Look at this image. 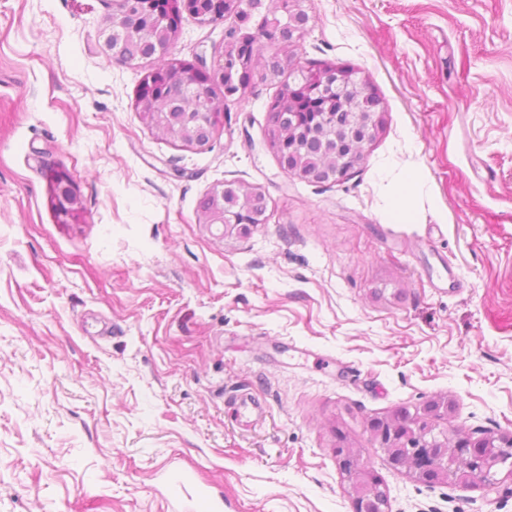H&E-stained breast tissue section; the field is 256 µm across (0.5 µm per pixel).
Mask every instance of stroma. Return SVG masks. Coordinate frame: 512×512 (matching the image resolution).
<instances>
[{"label":"stroma","instance_id":"stroma-1","mask_svg":"<svg viewBox=\"0 0 512 512\" xmlns=\"http://www.w3.org/2000/svg\"><path fill=\"white\" fill-rule=\"evenodd\" d=\"M300 6L289 70L359 68L386 112L340 181L266 146L279 83L192 149L136 108L155 59L104 54L113 0H0V512H354L338 428L386 512H512L511 479L416 481L366 430L445 397L439 428L512 431V0ZM231 24L183 16L169 59ZM223 183L264 222L199 223ZM55 205L62 221L75 219L78 215V200L72 181L66 175L58 174L55 178Z\"/></svg>","mask_w":512,"mask_h":512}]
</instances>
